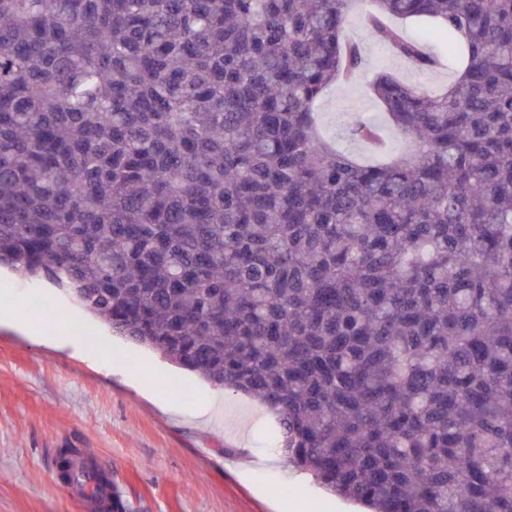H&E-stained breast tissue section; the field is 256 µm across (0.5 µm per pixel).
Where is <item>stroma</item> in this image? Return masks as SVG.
I'll list each match as a JSON object with an SVG mask.
<instances>
[{
  "mask_svg": "<svg viewBox=\"0 0 512 512\" xmlns=\"http://www.w3.org/2000/svg\"><path fill=\"white\" fill-rule=\"evenodd\" d=\"M370 8L360 0L347 26L366 69L329 87L316 109L323 135L364 163L380 156L349 139L357 122L380 127L392 152L410 148L370 93L375 71L436 91L453 74L393 56L369 33ZM31 301L44 316L27 313ZM4 306L19 322L0 324V512H85L57 478L60 448L107 470L126 512H324L334 502L278 452L258 402L113 334L48 281L0 269Z\"/></svg>",
  "mask_w": 512,
  "mask_h": 512,
  "instance_id": "stroma-1",
  "label": "stroma"
}]
</instances>
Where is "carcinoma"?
Listing matches in <instances>:
<instances>
[{
  "mask_svg": "<svg viewBox=\"0 0 512 512\" xmlns=\"http://www.w3.org/2000/svg\"><path fill=\"white\" fill-rule=\"evenodd\" d=\"M351 2L0 0V265L258 400L368 512H512V0H371L394 56L439 63L396 18L463 58L375 74L414 143L376 164L313 119L365 66Z\"/></svg>",
  "mask_w": 512,
  "mask_h": 512,
  "instance_id": "carcinoma-1",
  "label": "carcinoma"
}]
</instances>
